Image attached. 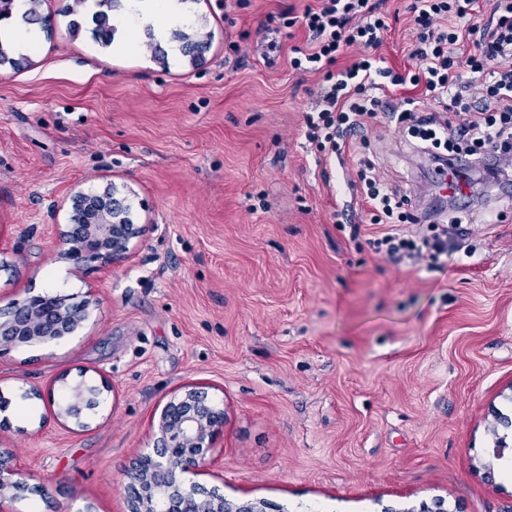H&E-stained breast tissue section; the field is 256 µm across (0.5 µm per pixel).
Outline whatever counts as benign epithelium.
Returning <instances> with one entry per match:
<instances>
[{
    "label": "benign epithelium",
    "instance_id": "benign-epithelium-1",
    "mask_svg": "<svg viewBox=\"0 0 512 512\" xmlns=\"http://www.w3.org/2000/svg\"><path fill=\"white\" fill-rule=\"evenodd\" d=\"M115 186L102 191H79L71 197L70 224L59 232L56 256L77 272L90 268L110 272L131 260L141 227L131 223L115 197ZM98 301L88 297L69 303L61 296L37 295L0 307V347L47 344L73 333L90 317ZM113 391L107 382H63L57 419L85 430V412L100 405ZM224 429V408L208 398L205 387L187 384L161 409L153 452L138 457L127 471L125 485L131 512H263L253 504H232L206 492L183 474H200L214 462L216 436ZM28 489L26 476L0 455V512Z\"/></svg>",
    "mask_w": 512,
    "mask_h": 512
}]
</instances>
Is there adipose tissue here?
I'll list each match as a JSON object with an SVG mask.
<instances>
[{"label": "adipose tissue", "instance_id": "1", "mask_svg": "<svg viewBox=\"0 0 512 512\" xmlns=\"http://www.w3.org/2000/svg\"><path fill=\"white\" fill-rule=\"evenodd\" d=\"M191 22V15L179 0H128L126 11L115 20L122 38L114 50L121 54L135 52L139 47L138 32L145 25H152L165 39L171 30L186 27Z\"/></svg>", "mask_w": 512, "mask_h": 512}]
</instances>
